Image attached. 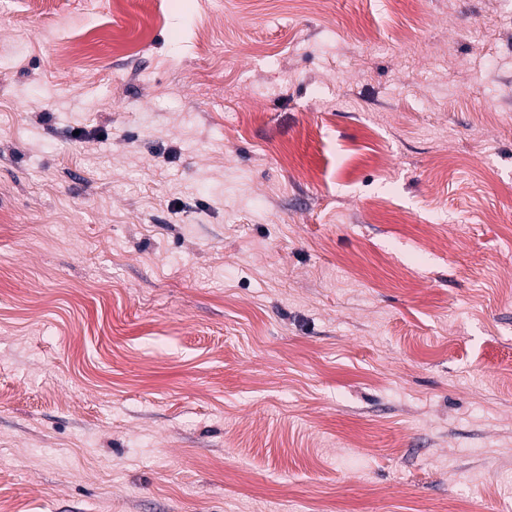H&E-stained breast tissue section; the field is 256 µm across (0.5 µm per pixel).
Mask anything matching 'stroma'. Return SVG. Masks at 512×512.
I'll return each mask as SVG.
<instances>
[{
    "label": "stroma",
    "mask_w": 512,
    "mask_h": 512,
    "mask_svg": "<svg viewBox=\"0 0 512 512\" xmlns=\"http://www.w3.org/2000/svg\"><path fill=\"white\" fill-rule=\"evenodd\" d=\"M154 2L0 0V512H512V7Z\"/></svg>",
    "instance_id": "1"
}]
</instances>
